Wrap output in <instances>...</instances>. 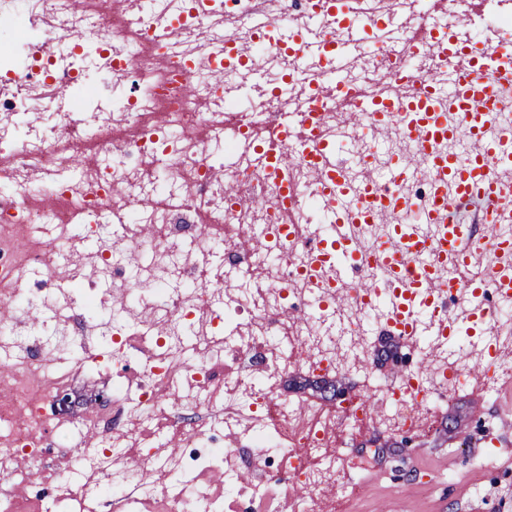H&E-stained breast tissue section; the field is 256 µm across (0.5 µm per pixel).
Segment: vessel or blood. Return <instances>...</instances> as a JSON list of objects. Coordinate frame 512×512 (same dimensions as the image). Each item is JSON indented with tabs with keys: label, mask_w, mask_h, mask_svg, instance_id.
<instances>
[{
	"label": "vessel or blood",
	"mask_w": 512,
	"mask_h": 512,
	"mask_svg": "<svg viewBox=\"0 0 512 512\" xmlns=\"http://www.w3.org/2000/svg\"><path fill=\"white\" fill-rule=\"evenodd\" d=\"M442 53L451 60L464 58L468 61L460 75L458 92L438 102L428 84L411 86L403 121L409 137L418 142L424 152L430 153L436 168L433 190L424 205L423 215L430 223L444 225L445 236L440 245L433 247L430 261L411 270L406 268L395 250L375 252L367 257L368 264L393 265L398 269L393 283L392 316L394 326L404 336L415 333L414 326L402 317L408 301L414 299L429 307L434 304V290L438 285L434 269L437 265L451 264L453 272L448 277V292L453 295L459 290H467L476 320L484 322L490 318L485 300L487 284H494L502 291H512V244L496 243L498 262L493 268L486 270L474 266L471 257L484 248L485 238L476 234L468 220L459 216L466 204H490L496 212L512 214V182L502 180L494 166L498 160L512 164V132L494 134L490 131L499 110L498 90L512 88V65L491 62L486 52L460 45L450 38L443 40ZM452 113L463 117L466 128L478 141L475 156L464 166L432 152L437 140L453 134L454 129L448 123ZM301 153L307 163L320 171V191L329 203L327 212L336 227L337 265L342 274H349L356 256L347 237L348 227L374 220L377 213L389 208L411 207L412 202L398 194H383L369 182L363 188L365 202L362 207L340 209L336 202L347 192L348 185L315 124H308L301 134Z\"/></svg>",
	"instance_id": "obj_1"
}]
</instances>
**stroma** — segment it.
<instances>
[{"label":"stroma","instance_id":"stroma-1","mask_svg":"<svg viewBox=\"0 0 512 512\" xmlns=\"http://www.w3.org/2000/svg\"><path fill=\"white\" fill-rule=\"evenodd\" d=\"M86 373L73 385L65 417L80 420L96 394L112 391V358L99 340L86 350ZM504 445L492 449L488 434ZM385 445L349 478L353 504L336 512H512V388L456 395L447 415L413 439L393 433L356 437L355 447Z\"/></svg>","mask_w":512,"mask_h":512}]
</instances>
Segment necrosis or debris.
Masks as SVG:
<instances>
[{
  "mask_svg": "<svg viewBox=\"0 0 512 512\" xmlns=\"http://www.w3.org/2000/svg\"><path fill=\"white\" fill-rule=\"evenodd\" d=\"M419 4L345 13L316 0H0L10 46L0 52V304L35 319L54 301L63 322H79L93 290L78 301L55 287L33 231L111 229L96 261L112 282V361L140 365L136 381L113 384L111 419L85 418L94 438L47 452L63 424L52 404L74 376L42 371L38 335L0 318V343L21 357L0 372V512H23L19 488L51 467L68 512H97L104 503L88 490L105 478L110 512L149 495L165 512H326L341 474L366 465L350 435H414L454 394L512 384V294L495 290L484 325L442 286L436 304L457 331L436 332L429 311L411 307L420 333L400 337V371H372L374 339L391 327L392 270L360 264L341 281L335 265L316 266L331 232L319 175L282 132L284 116L317 114L351 188L345 209L367 179L427 201L434 168L401 122L371 134L339 106L376 111L406 74L447 86V65L408 48ZM442 14L462 42L512 44V0H486L476 21L462 0H442ZM260 143L293 156L290 169H257L245 154ZM408 225L426 241L442 234L420 210L398 209L353 225V246L394 244ZM40 267L42 278L18 280ZM299 371L355 385L343 404L315 406L285 389ZM162 417L169 446L132 452L128 429ZM272 483L285 496L270 503Z\"/></svg>",
  "mask_w": 512,
  "mask_h": 512,
  "instance_id": "1",
  "label": "necrosis or debris"
}]
</instances>
